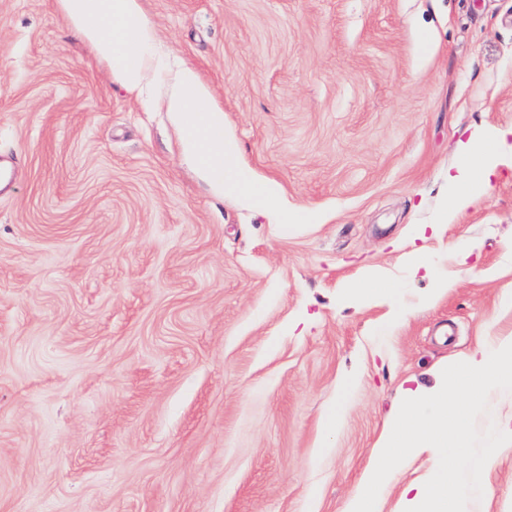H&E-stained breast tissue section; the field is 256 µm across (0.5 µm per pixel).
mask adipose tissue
<instances>
[{"mask_svg": "<svg viewBox=\"0 0 512 512\" xmlns=\"http://www.w3.org/2000/svg\"><path fill=\"white\" fill-rule=\"evenodd\" d=\"M75 33L131 92L151 89L159 71L169 77L161 99L175 128L182 160L222 196L242 205L277 212L284 224L306 222L305 214L280 207L279 188L254 181L238 164L239 147L224 134V110L210 101L209 89L196 72L172 61L160 43L140 0H57ZM461 164L448 170V193L431 227L417 236L440 231L449 217L475 206L490 188V176L512 154V132L477 129L459 141Z\"/></svg>", "mask_w": 512, "mask_h": 512, "instance_id": "obj_1", "label": "adipose tissue"}]
</instances>
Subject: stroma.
<instances>
[{"label": "stroma", "instance_id": "35a3bbf8", "mask_svg": "<svg viewBox=\"0 0 512 512\" xmlns=\"http://www.w3.org/2000/svg\"><path fill=\"white\" fill-rule=\"evenodd\" d=\"M141 4L312 219L213 195L165 76L127 91L57 0H0V512H342L408 380L512 335V157L408 260L457 141L512 127V0ZM469 508L512 512V449Z\"/></svg>", "mask_w": 512, "mask_h": 512}]
</instances>
